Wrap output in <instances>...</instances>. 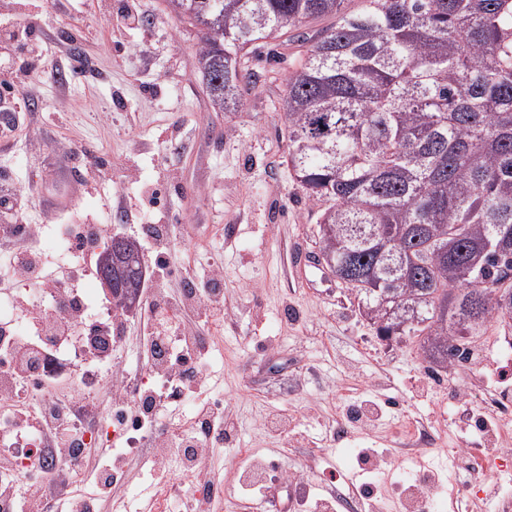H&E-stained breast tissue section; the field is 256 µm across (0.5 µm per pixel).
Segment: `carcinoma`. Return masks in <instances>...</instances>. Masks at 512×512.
Segmentation results:
<instances>
[{
  "mask_svg": "<svg viewBox=\"0 0 512 512\" xmlns=\"http://www.w3.org/2000/svg\"><path fill=\"white\" fill-rule=\"evenodd\" d=\"M168 0L201 33L214 108L243 105L242 57L308 44L280 106L287 162L320 206L319 249L383 340L468 360L512 318V0ZM336 23L311 35L308 21ZM112 296H140L142 256L112 252Z\"/></svg>",
  "mask_w": 512,
  "mask_h": 512,
  "instance_id": "carcinoma-1",
  "label": "carcinoma"
}]
</instances>
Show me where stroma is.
<instances>
[{"instance_id": "stroma-1", "label": "stroma", "mask_w": 512, "mask_h": 512, "mask_svg": "<svg viewBox=\"0 0 512 512\" xmlns=\"http://www.w3.org/2000/svg\"><path fill=\"white\" fill-rule=\"evenodd\" d=\"M137 22L120 23V11ZM27 12L17 43H47L36 62L39 93L15 84L25 104L11 147L0 149V182L29 188L24 223L42 243L63 224L107 214L113 232L135 238L150 192L162 186L152 214L169 240L172 266L223 271L221 335L212 342L204 395L223 400L238 431L207 459L216 489L212 512H254L241 491L245 467L275 463L294 473L274 481L266 512L281 495L324 501L335 512H397L394 482L427 470L449 495L462 492L470 459L448 460L461 433L451 380L429 369L417 339L382 340L345 285L318 261L317 208L285 162V123L277 105L285 79L302 59L301 43L274 41L250 54L241 83L243 107L213 109L198 68L199 37L165 0H0V27ZM148 308L122 322L121 358L148 355ZM491 359L484 390L512 393L495 382L512 365V320L492 318L482 339ZM388 403L374 427H342L354 404ZM288 422L270 431L269 416ZM405 421L446 439L415 458L398 426ZM142 455L126 454L111 497L94 493V512H146L157 489Z\"/></svg>"}]
</instances>
